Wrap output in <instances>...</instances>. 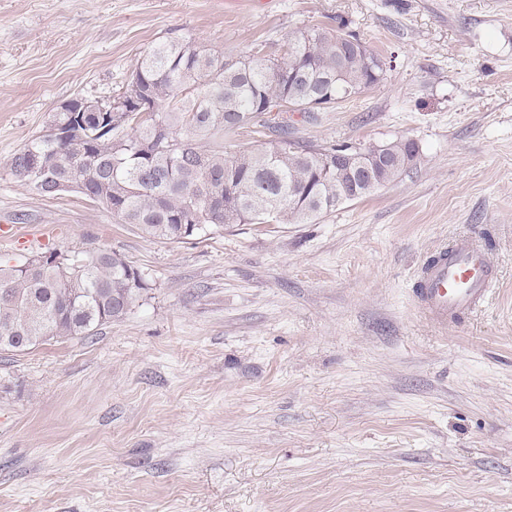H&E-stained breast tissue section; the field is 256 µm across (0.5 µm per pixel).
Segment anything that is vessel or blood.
<instances>
[{
	"mask_svg": "<svg viewBox=\"0 0 512 512\" xmlns=\"http://www.w3.org/2000/svg\"><path fill=\"white\" fill-rule=\"evenodd\" d=\"M496 280L484 248L459 237L425 263L418 274L416 305L431 321L447 325L484 304Z\"/></svg>",
	"mask_w": 512,
	"mask_h": 512,
	"instance_id": "b4317fda",
	"label": "vessel or blood"
}]
</instances>
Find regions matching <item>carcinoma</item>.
Instances as JSON below:
<instances>
[{"label": "carcinoma", "mask_w": 512, "mask_h": 512, "mask_svg": "<svg viewBox=\"0 0 512 512\" xmlns=\"http://www.w3.org/2000/svg\"><path fill=\"white\" fill-rule=\"evenodd\" d=\"M339 26L300 29L280 53L228 65L224 53L180 39L152 46L112 100L119 111L84 126L56 112L51 133L6 166L40 197L59 184L150 238L184 242L234 224H311L336 210L343 189L358 200L395 182L419 152L408 138L380 144L386 160L366 167L374 145L288 139V113L321 112L378 85L384 60ZM146 103L151 111L145 112ZM227 153L224 135H265ZM149 287L115 252L49 251L0 265V351L90 336L122 318Z\"/></svg>", "instance_id": "cac0c4a2"}]
</instances>
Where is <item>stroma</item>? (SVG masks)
Here are the masks:
<instances>
[{"mask_svg": "<svg viewBox=\"0 0 512 512\" xmlns=\"http://www.w3.org/2000/svg\"><path fill=\"white\" fill-rule=\"evenodd\" d=\"M328 25L385 75L295 138L420 158L317 223L154 240L6 173L158 42L237 58ZM459 235L500 280L444 330L413 288ZM53 250L150 286L91 336L0 352V512H512V0H0V263Z\"/></svg>", "mask_w": 512, "mask_h": 512, "instance_id": "stroma-1", "label": "stroma"}]
</instances>
